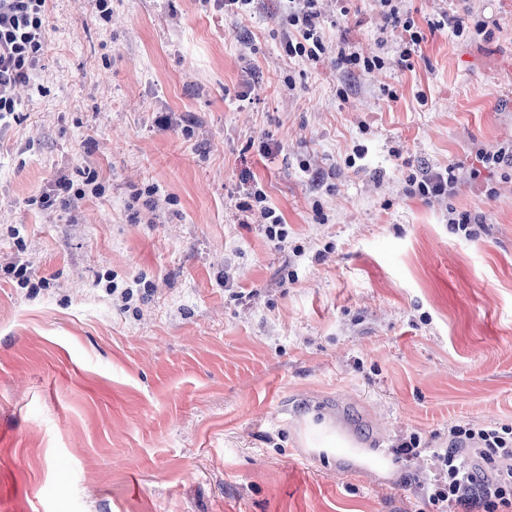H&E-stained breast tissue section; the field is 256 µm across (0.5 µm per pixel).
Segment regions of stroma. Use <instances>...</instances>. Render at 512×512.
Instances as JSON below:
<instances>
[{
    "mask_svg": "<svg viewBox=\"0 0 512 512\" xmlns=\"http://www.w3.org/2000/svg\"><path fill=\"white\" fill-rule=\"evenodd\" d=\"M399 5L405 64L377 0H318L385 60L348 74L288 57L286 0H52L47 92L0 127V512H430L397 447L512 426V168L476 159L512 146V0ZM86 166L102 194L37 205ZM309 415L385 469L305 448ZM381 6V13L387 21V26H390V36L396 42L405 48L401 51L400 57L402 61H407L411 56V47H416L423 40V36L418 27L415 26V21L403 15L397 5L393 4L394 0H379ZM455 190L454 169L448 168L444 172H437L427 182L418 185L419 194L424 197H443ZM250 201L244 202L240 205V208L244 212L252 211L254 208L260 211L261 216L267 222L265 227V234L271 240H278L282 242L286 238V231L280 215L276 214V211L270 206L266 205V195L262 190L256 189L249 196Z\"/></svg>",
    "mask_w": 512,
    "mask_h": 512,
    "instance_id": "35a3bbf8",
    "label": "stroma"
}]
</instances>
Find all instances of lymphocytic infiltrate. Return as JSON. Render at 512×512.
<instances>
[{
	"label": "lymphocytic infiltrate",
	"mask_w": 512,
	"mask_h": 512,
	"mask_svg": "<svg viewBox=\"0 0 512 512\" xmlns=\"http://www.w3.org/2000/svg\"><path fill=\"white\" fill-rule=\"evenodd\" d=\"M50 0H0V121L19 118L18 85L43 92L38 65L48 32ZM393 40L408 59L423 36L412 18L394 0H379ZM317 0L289 8L285 48L289 55L311 62L325 57ZM428 502L434 512L478 507L482 512H512V426L448 428V446L434 452Z\"/></svg>",
	"instance_id": "obj_1"
}]
</instances>
